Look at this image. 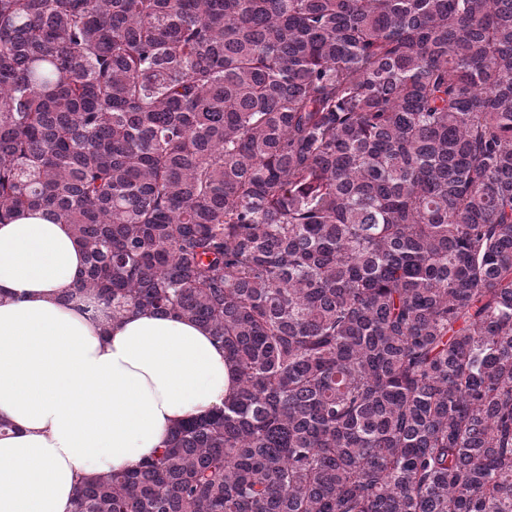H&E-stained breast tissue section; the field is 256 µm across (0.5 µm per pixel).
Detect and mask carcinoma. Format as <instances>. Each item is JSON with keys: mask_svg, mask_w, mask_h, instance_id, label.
I'll return each mask as SVG.
<instances>
[{"mask_svg": "<svg viewBox=\"0 0 512 512\" xmlns=\"http://www.w3.org/2000/svg\"><path fill=\"white\" fill-rule=\"evenodd\" d=\"M237 379L74 512H512V0H0V222Z\"/></svg>", "mask_w": 512, "mask_h": 512, "instance_id": "cac0c4a2", "label": "carcinoma"}]
</instances>
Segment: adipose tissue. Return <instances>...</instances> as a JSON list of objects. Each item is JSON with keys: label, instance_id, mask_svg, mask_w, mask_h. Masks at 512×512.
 <instances>
[{"label": "adipose tissue", "instance_id": "1", "mask_svg": "<svg viewBox=\"0 0 512 512\" xmlns=\"http://www.w3.org/2000/svg\"><path fill=\"white\" fill-rule=\"evenodd\" d=\"M83 257L45 211L0 224V512H72L82 477L152 455L235 385L195 322L61 305Z\"/></svg>", "mask_w": 512, "mask_h": 512}]
</instances>
